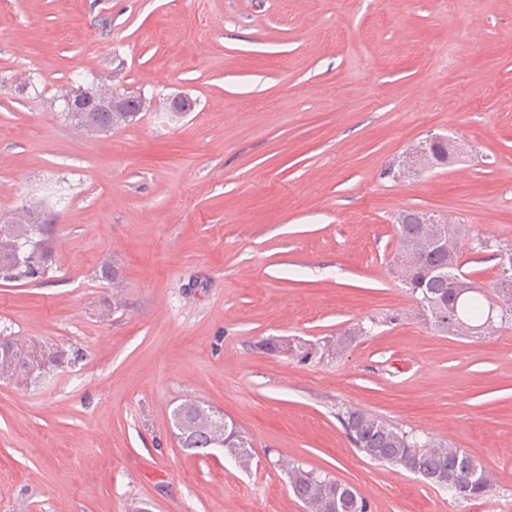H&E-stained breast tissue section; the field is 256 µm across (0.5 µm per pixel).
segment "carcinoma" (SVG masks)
Here are the masks:
<instances>
[{"instance_id":"1","label":"carcinoma","mask_w":512,"mask_h":512,"mask_svg":"<svg viewBox=\"0 0 512 512\" xmlns=\"http://www.w3.org/2000/svg\"><path fill=\"white\" fill-rule=\"evenodd\" d=\"M144 102L137 99L130 112H100L97 119L115 129L141 119ZM51 219L40 206H24L18 216L4 225L9 236L25 246L24 256L19 262L10 261L11 254L0 253V279L17 282L33 279L45 274L52 259L51 239L48 235ZM398 247L391 263L400 281L412 293L420 296L429 310L444 314L450 321L459 323L468 330L487 328L494 314V306L485 303L484 294L472 281L463 280L466 291L459 293L448 285V279L459 277V264L451 270L448 254L459 257L454 238L459 229L449 227L438 220L436 229L442 234L440 249L425 252L414 245L421 232L418 220L401 222L395 217ZM496 291L503 300V310L509 312L506 321H512V280L505 284L496 282ZM209 409L194 401L177 406L171 414L172 422L184 437L183 447L197 450L205 447ZM351 445L373 462L400 467L420 477L444 474L443 481L434 479L428 483L448 491V494L463 501H476L486 497L492 487L491 477L483 464L461 448L450 445H432L421 442L415 435L358 408H346L338 413ZM224 452L234 456L242 468L250 466L252 447L237 427L230 423L224 430ZM290 484L305 512H370L368 500L351 485L300 466L288 467Z\"/></svg>"}]
</instances>
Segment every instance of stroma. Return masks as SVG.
<instances>
[{
	"mask_svg": "<svg viewBox=\"0 0 512 512\" xmlns=\"http://www.w3.org/2000/svg\"><path fill=\"white\" fill-rule=\"evenodd\" d=\"M93 83L150 107L79 133L60 94ZM431 134L454 163L388 176ZM30 200L53 258L0 280V336L52 360L0 379V512H304L288 462L371 512H512V322L438 332L389 264L395 214L428 211L498 298L512 0H0V218ZM286 337L319 356L262 347ZM187 400L236 424L250 468L179 447ZM350 406L465 450L492 494L365 458Z\"/></svg>",
	"mask_w": 512,
	"mask_h": 512,
	"instance_id": "1",
	"label": "stroma"
}]
</instances>
